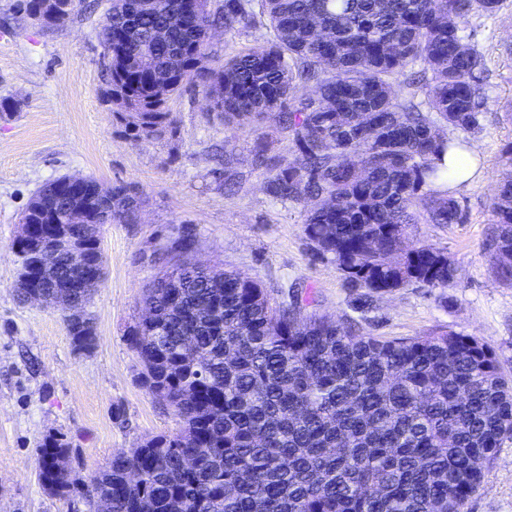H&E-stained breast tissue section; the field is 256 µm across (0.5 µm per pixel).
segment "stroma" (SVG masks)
Segmentation results:
<instances>
[{
	"label": "stroma",
	"instance_id": "35a3bbf8",
	"mask_svg": "<svg viewBox=\"0 0 512 512\" xmlns=\"http://www.w3.org/2000/svg\"><path fill=\"white\" fill-rule=\"evenodd\" d=\"M106 0H79L71 19L46 29L0 0V99L18 103L0 117V512H89L80 492L49 493L39 479V444L53 434L69 447L73 477L87 481L114 455L145 439L182 430V421L139 382L142 364L128 344L143 313L142 294L161 267V247L181 235L190 258L235 269L273 303L292 296L357 332L383 338L457 333L487 341L512 373V285L500 281L486 251L493 233V189L512 147V0L473 20L467 32L483 58L490 99L478 132L479 172L451 190L461 224H422L418 234L447 251L458 272L447 288L409 286L359 306L329 259L304 234L306 206L274 203L252 146L292 155L287 130L267 118L224 126L198 92L173 97V132L135 139L104 96L106 67L98 37ZM220 175H213V168ZM63 175L124 185L140 196L134 224L100 229L106 274L87 308L96 341L76 350L61 310L20 302L13 244L36 191ZM235 183L227 192L225 183ZM466 512H512V437L505 438Z\"/></svg>",
	"mask_w": 512,
	"mask_h": 512
}]
</instances>
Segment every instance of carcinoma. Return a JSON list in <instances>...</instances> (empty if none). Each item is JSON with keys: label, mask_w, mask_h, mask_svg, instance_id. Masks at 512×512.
Here are the masks:
<instances>
[{"label": "carcinoma", "mask_w": 512, "mask_h": 512, "mask_svg": "<svg viewBox=\"0 0 512 512\" xmlns=\"http://www.w3.org/2000/svg\"><path fill=\"white\" fill-rule=\"evenodd\" d=\"M502 0H112L99 38L110 56L112 111L138 138L174 131L168 101L185 91L214 97L224 125L268 115L287 129L293 158L266 165L265 190L310 205L305 239L352 288L375 297L400 288H447L448 254L413 235L414 225L461 224L458 200L432 188L456 175L445 157L464 148L453 131L480 129L489 99L482 62L468 43L470 19ZM262 23L264 45L221 65L209 33ZM311 86L313 97L296 89ZM425 101H417V92ZM59 177L31 198L24 217L41 225L47 252L38 280H18L80 300L65 315L75 347L95 341L89 300L71 287L72 241L52 233L83 221L131 224L140 199L92 177L79 195ZM496 228L486 247L512 283V171L493 195ZM176 238L178 259L147 285L153 325L130 343L141 380L184 424L112 457L86 489L90 512H465L505 437L512 435V377L475 336L442 333L380 339L357 334L292 300L271 305L235 270L202 269ZM39 478L75 486L50 461L67 452L40 444ZM192 456L196 466L183 467ZM136 474L135 483L129 481Z\"/></svg>", "instance_id": "1"}]
</instances>
